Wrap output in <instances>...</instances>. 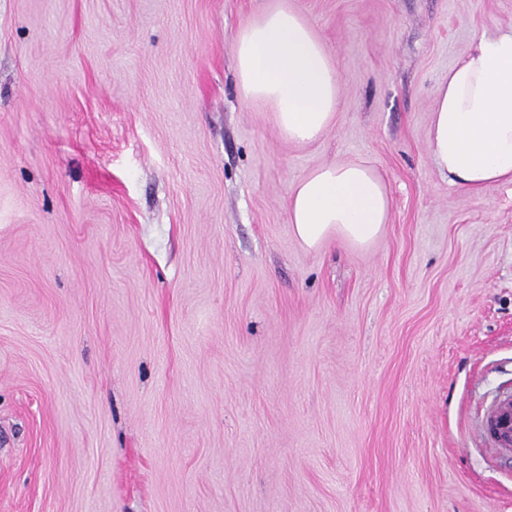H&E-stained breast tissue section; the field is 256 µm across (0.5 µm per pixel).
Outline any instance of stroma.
I'll list each match as a JSON object with an SVG mask.
<instances>
[{
	"mask_svg": "<svg viewBox=\"0 0 512 512\" xmlns=\"http://www.w3.org/2000/svg\"><path fill=\"white\" fill-rule=\"evenodd\" d=\"M276 0H0V512H512L475 431L512 386V185L428 153L435 87L512 0H288L338 65L288 143L234 74ZM391 221L305 249L309 170ZM392 199L382 175L365 160L321 164L291 188L288 222L296 239L319 250L336 239L365 250L390 223Z\"/></svg>",
	"mask_w": 512,
	"mask_h": 512,
	"instance_id": "1",
	"label": "stroma"
}]
</instances>
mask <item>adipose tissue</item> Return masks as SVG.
<instances>
[{"instance_id":"obj_1","label":"adipose tissue","mask_w":512,"mask_h":512,"mask_svg":"<svg viewBox=\"0 0 512 512\" xmlns=\"http://www.w3.org/2000/svg\"><path fill=\"white\" fill-rule=\"evenodd\" d=\"M235 70L245 101L264 103L290 143L318 141L336 117L341 76L304 15L277 0L238 30ZM437 173L468 191L512 185V31L474 37L437 85L427 131ZM392 199L367 161L321 164L292 187L288 222L311 250L331 240L369 248L390 222Z\"/></svg>"}]
</instances>
